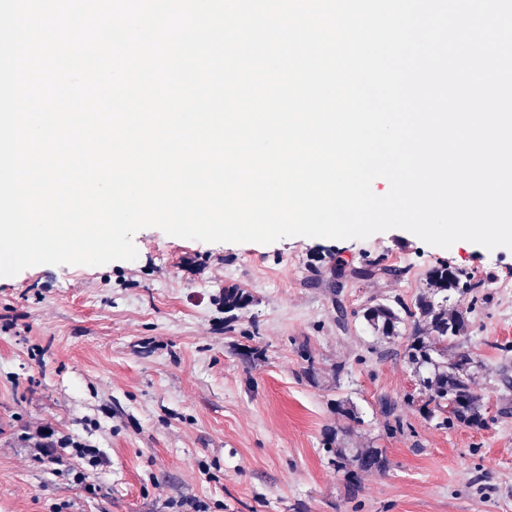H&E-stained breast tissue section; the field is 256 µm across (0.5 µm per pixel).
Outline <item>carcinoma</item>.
Returning <instances> with one entry per match:
<instances>
[{
    "label": "carcinoma",
    "instance_id": "carcinoma-1",
    "mask_svg": "<svg viewBox=\"0 0 512 512\" xmlns=\"http://www.w3.org/2000/svg\"><path fill=\"white\" fill-rule=\"evenodd\" d=\"M332 274L367 280L400 277L405 270L378 261L352 268L338 260ZM429 285L413 306L398 298L388 299L367 307L363 318L376 335L385 338L400 335V326L411 321L408 362L426 397L428 416L441 415L444 426L454 420L479 426L484 417L481 398L472 388L471 358L466 353L448 358V347L460 345L468 330L466 318L448 309V291L459 286L476 299L483 295L487 282L465 271L444 267L431 272ZM248 304L249 295L244 289L236 286L224 289V312L240 310ZM335 456L336 469L352 478L363 472H382L387 467V458L378 448H337Z\"/></svg>",
    "mask_w": 512,
    "mask_h": 512
}]
</instances>
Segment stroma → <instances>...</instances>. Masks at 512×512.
Listing matches in <instances>:
<instances>
[{"mask_svg":"<svg viewBox=\"0 0 512 512\" xmlns=\"http://www.w3.org/2000/svg\"><path fill=\"white\" fill-rule=\"evenodd\" d=\"M133 241V261L0 277V512H512V250L442 249L402 229L265 245L149 227ZM339 259L406 270L350 280L343 328L326 286ZM446 266L488 280L482 303L459 290L448 302L469 320L460 349L476 365L481 427L427 419L409 336L379 338L363 319L383 297L413 303ZM230 286L253 297L232 321ZM244 346L262 358L244 361ZM340 400L359 422L337 413ZM44 426L105 457L92 489L73 460L32 457L23 438ZM333 432L343 447L381 449L387 469L348 481Z\"/></svg>","mask_w":512,"mask_h":512,"instance_id":"stroma-1","label":"stroma"}]
</instances>
